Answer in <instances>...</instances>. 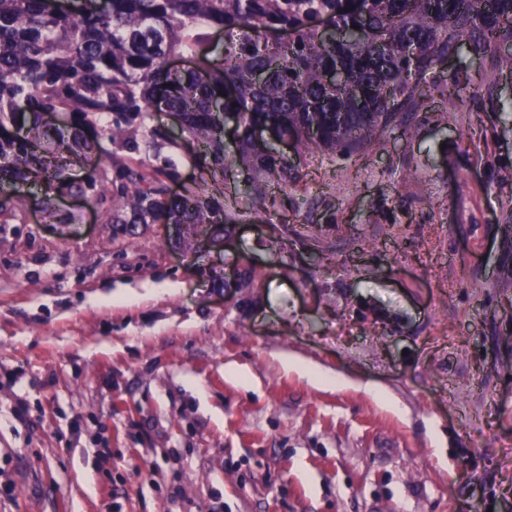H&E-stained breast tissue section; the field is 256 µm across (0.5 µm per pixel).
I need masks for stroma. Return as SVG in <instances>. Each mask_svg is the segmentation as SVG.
<instances>
[{"mask_svg": "<svg viewBox=\"0 0 512 512\" xmlns=\"http://www.w3.org/2000/svg\"><path fill=\"white\" fill-rule=\"evenodd\" d=\"M400 116L363 157L313 150L215 249L20 196L0 223V512H512V98ZM170 185L207 175L195 142ZM250 288H229L241 264Z\"/></svg>", "mask_w": 512, "mask_h": 512, "instance_id": "35a3bbf8", "label": "stroma"}]
</instances>
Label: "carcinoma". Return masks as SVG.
Wrapping results in <instances>:
<instances>
[{"mask_svg":"<svg viewBox=\"0 0 512 512\" xmlns=\"http://www.w3.org/2000/svg\"><path fill=\"white\" fill-rule=\"evenodd\" d=\"M56 2L0 0V223L17 184H38L45 209L54 195L93 203L121 246L161 221L225 238L243 217L224 201L226 181L244 177L259 203L270 186L296 182L308 151H364L436 91L465 103L459 74L428 81L458 44L479 59L512 44V0ZM173 56L192 69H170ZM156 112L180 118L210 181L174 196V168L145 171V154L168 139ZM47 113L57 117L50 135ZM280 141L294 154L281 155ZM85 150L105 163L75 177Z\"/></svg>","mask_w":512,"mask_h":512,"instance_id":"obj_1","label":"carcinoma"}]
</instances>
